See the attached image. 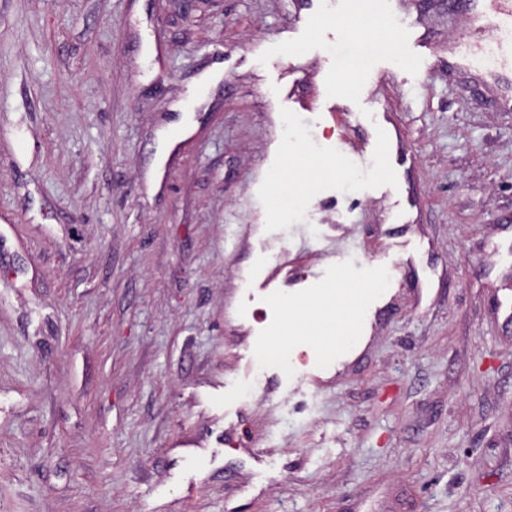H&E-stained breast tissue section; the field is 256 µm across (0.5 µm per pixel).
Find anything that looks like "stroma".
Returning a JSON list of instances; mask_svg holds the SVG:
<instances>
[{"instance_id":"35a3bbf8","label":"stroma","mask_w":512,"mask_h":512,"mask_svg":"<svg viewBox=\"0 0 512 512\" xmlns=\"http://www.w3.org/2000/svg\"><path fill=\"white\" fill-rule=\"evenodd\" d=\"M488 26L448 0H0V512H512ZM260 262L291 300L394 286L323 376L253 348Z\"/></svg>"}]
</instances>
